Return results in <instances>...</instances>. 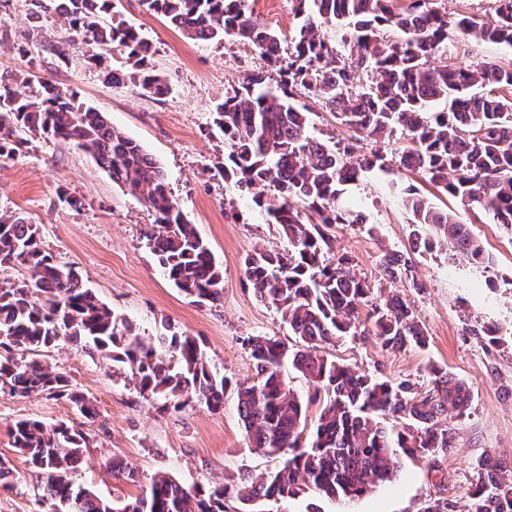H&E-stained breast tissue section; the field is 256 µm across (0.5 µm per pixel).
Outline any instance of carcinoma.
<instances>
[{
    "mask_svg": "<svg viewBox=\"0 0 512 512\" xmlns=\"http://www.w3.org/2000/svg\"><path fill=\"white\" fill-rule=\"evenodd\" d=\"M302 23L292 41L254 16L251 0H142L189 38L252 43L285 77L281 91L250 78L215 105L214 123L227 144L219 170L265 208L286 248L244 259V275L260 301L278 310L300 348L268 337L248 339L254 382L237 390L238 409L252 447L280 458L277 468L247 473L232 486L188 488L155 476L145 492L118 507L70 479L90 445L81 424L46 425L22 419L10 430L12 447L38 472L51 512H226L234 498L279 500L308 488L329 499L353 500L397 477L393 447L407 455L433 456L450 448L441 417L462 415L471 400L467 384L448 370H430L431 388L380 382L326 354L328 345L356 334L358 307L370 288L357 278L344 255L325 258L329 238L321 226L363 224L361 211L339 200L381 161L380 151L353 159V149L330 145L308 134V116L290 98L303 89L322 100L336 120L377 138L401 134L399 164L426 175L464 206L476 205L498 224L512 227V64L484 61L471 68L435 66L431 58L448 44L449 29L512 51V0H496L495 16L478 22L462 16L448 21L431 8L435 0H294ZM27 21L44 13L60 16L71 32L69 45L92 50L89 60L118 50L127 67L109 73L115 82L132 80L147 94L169 87L142 53L147 39L123 21L105 19L112 0H34ZM327 24L340 39L317 35ZM395 28L402 38L384 39ZM291 46H285V43ZM36 96H22L10 74H0V155L27 142V135L66 141L91 154L112 181L141 197L155 214L148 247L166 276L197 303L219 300L223 274L206 243L171 197L162 168L118 131L106 113L75 105L73 97L40 82ZM441 102L436 112L430 105ZM411 213L413 246L429 253L430 226L452 249L479 263L483 249L470 225L433 206L412 187L402 189ZM24 266L28 279L0 283V391L25 397L43 393L68 401L86 419L96 418L92 402L69 387L68 379L35 359L61 338L85 341L108 356L139 393L176 407L193 397L218 410L228 380L210 371L189 336L161 333L149 339L114 316L73 272L54 262L38 230L20 214H0V269ZM409 270L399 252L384 256V280ZM372 333L387 350L428 344L425 330L397 294L375 307ZM324 390L312 440L303 438L306 409L283 376L284 362ZM403 429L387 428L388 418ZM470 512H512V484L500 478V464L483 462Z\"/></svg>",
    "mask_w": 512,
    "mask_h": 512,
    "instance_id": "obj_1",
    "label": "carcinoma"
}]
</instances>
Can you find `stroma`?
<instances>
[{
	"instance_id": "obj_1",
	"label": "stroma",
	"mask_w": 512,
	"mask_h": 512,
	"mask_svg": "<svg viewBox=\"0 0 512 512\" xmlns=\"http://www.w3.org/2000/svg\"><path fill=\"white\" fill-rule=\"evenodd\" d=\"M112 4L116 19L149 38L150 62L165 78L168 94H146L129 80L112 83L106 72L120 67V56L91 64L83 50L67 47L69 27L62 18L49 14L26 22L32 0H0V72L20 80L22 93L37 94L46 81L106 112L114 128L155 158L183 215L223 269V299L197 304L173 285L145 238L154 213L72 144L34 135L15 154L0 156V213L28 215L55 261L69 266L139 335L170 331L197 339L207 367L231 385L220 409L194 399L176 409L142 397L113 376L111 360L83 344L59 341L42 353V360L62 372L98 416L82 421L66 401L0 392V457L13 470L12 479L0 484V512H48L50 507L36 472L10 445L11 427L24 418L49 425L82 421L92 443L72 477L118 503L136 498L160 472L184 486L207 488L233 484L239 473L266 472L279 463L250 446L236 386L255 374L249 338H291L281 313L257 300L243 270L246 255L279 251L285 242L251 194L219 171L225 144L213 123V108L250 76L264 75L272 88L282 79L252 45L232 37L192 40L141 0ZM62 46L67 49L63 55L58 52ZM294 103L307 112L311 136L370 152L372 139H355L318 98L298 89ZM399 144V138L386 139L383 161L345 194L347 201L361 204L365 223L335 224L325 232L330 255L347 254L374 289L383 280L385 254L410 255L408 275L391 288L411 307L428 344L393 352L359 332L328 346L327 352L374 378L409 381L418 392L430 387V367L443 366L469 386L470 405L464 414H448L447 453L436 459L398 454L397 478L390 485L347 504L305 492L257 503L252 512H423L438 498L449 503V512H468L480 461L493 458L502 463L503 476L512 475V230L481 208L462 207L424 175L401 168ZM409 185L437 207L458 212L480 242L486 262L473 263L445 243L428 254L413 253L411 215L399 193ZM487 326L496 327L498 342L483 335ZM116 462L135 471L138 482L114 476Z\"/></svg>"
}]
</instances>
